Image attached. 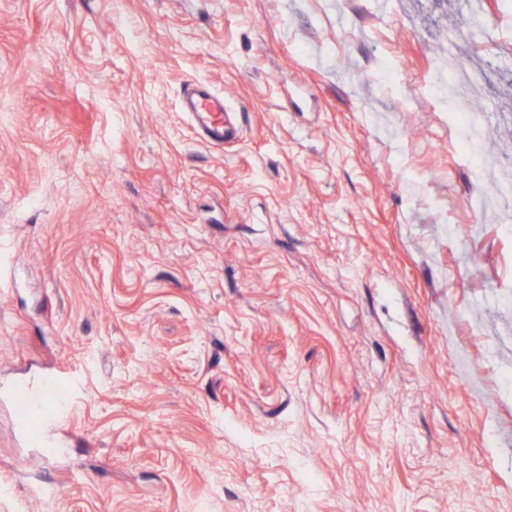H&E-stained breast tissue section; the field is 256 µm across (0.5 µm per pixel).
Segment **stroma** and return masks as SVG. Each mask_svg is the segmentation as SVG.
<instances>
[{
	"mask_svg": "<svg viewBox=\"0 0 512 512\" xmlns=\"http://www.w3.org/2000/svg\"><path fill=\"white\" fill-rule=\"evenodd\" d=\"M505 184L500 0H0V512H501ZM59 370L63 470L7 396ZM187 111L196 119L206 142L224 146L238 136L235 125L224 114L222 99L191 88L187 94Z\"/></svg>",
	"mask_w": 512,
	"mask_h": 512,
	"instance_id": "35a3bbf8",
	"label": "stroma"
}]
</instances>
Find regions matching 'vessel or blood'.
Instances as JSON below:
<instances>
[{
	"mask_svg": "<svg viewBox=\"0 0 512 512\" xmlns=\"http://www.w3.org/2000/svg\"><path fill=\"white\" fill-rule=\"evenodd\" d=\"M187 101V110L196 119L206 142L221 146L237 138L235 125L224 114L222 99L193 89ZM69 388V378L60 377L51 384L33 382L13 391L16 406L31 418L24 426L27 437L38 441L45 449L61 443L69 431L64 423Z\"/></svg>",
	"mask_w": 512,
	"mask_h": 512,
	"instance_id": "b4317fda",
	"label": "vessel or blood"
}]
</instances>
